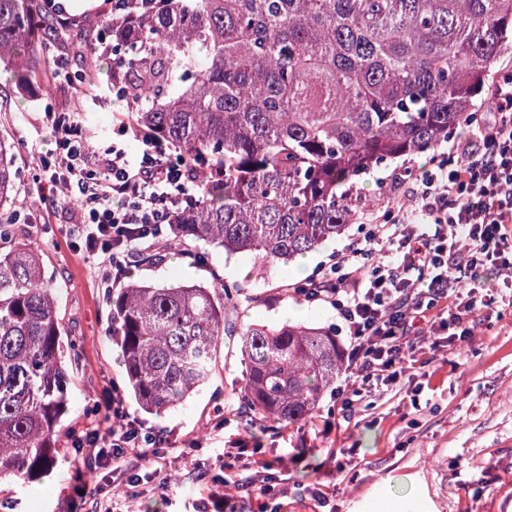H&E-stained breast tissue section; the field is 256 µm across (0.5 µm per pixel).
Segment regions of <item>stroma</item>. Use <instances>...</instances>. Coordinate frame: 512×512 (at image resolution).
Returning a JSON list of instances; mask_svg holds the SVG:
<instances>
[{
	"mask_svg": "<svg viewBox=\"0 0 512 512\" xmlns=\"http://www.w3.org/2000/svg\"><path fill=\"white\" fill-rule=\"evenodd\" d=\"M79 113L86 128L103 146L112 143V124L123 108L112 96L105 74L80 92L54 83L50 93L18 92L8 73H0V136L14 145L16 184L13 203L27 202L30 221L16 231L39 249L47 278L57 292L58 314L81 346L70 366V405L61 453H68L71 432L81 430L85 416L96 412L100 431L112 426L104 396L124 384L117 351L109 335L112 299L117 288L104 287V268L88 263L66 232L60 210L42 201L45 175L28 152L55 143L43 120L45 106ZM428 157L396 159L360 179L358 194L378 193L362 207L356 220L336 241L312 252V266L329 262L351 239L364 236L371 213L409 202L413 180L399 190L381 188L394 171L428 168ZM250 255L232 257L196 242L175 248L157 244L153 257L137 261L130 278L154 283H210L214 279L240 286L241 295L228 308L230 326L259 322L278 326L288 322L336 325L330 305L284 294L283 284L296 280L294 267L280 265L257 277ZM240 338L225 336L214 377L169 415L156 417L130 406L143 429L167 434L163 476L172 481L168 498L143 485L140 495L125 500V477L94 474L83 494L74 491L70 462L28 484H0V512H82L83 500L112 494L124 512H193L212 481L233 482L237 512H259L263 486L275 485L280 470L288 472V512H311L309 485L328 486L333 512H355L366 494L411 486L428 501L430 512H512V309L484 312L475 334L459 346L441 345L422 354L425 372L400 377L388 389L362 396L350 422L330 437L315 435L310 424L290 429L250 417L241 405H228L225 390L241 376ZM250 432L255 445L238 458L225 456L231 442Z\"/></svg>",
	"mask_w": 512,
	"mask_h": 512,
	"instance_id": "1",
	"label": "stroma"
}]
</instances>
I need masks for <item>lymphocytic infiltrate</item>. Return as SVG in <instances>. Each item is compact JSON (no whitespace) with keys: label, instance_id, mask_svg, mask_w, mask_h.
Segmentation results:
<instances>
[{"label":"lymphocytic infiltrate","instance_id":"obj_1","mask_svg":"<svg viewBox=\"0 0 512 512\" xmlns=\"http://www.w3.org/2000/svg\"><path fill=\"white\" fill-rule=\"evenodd\" d=\"M494 106L468 121L446 150L434 154L413 196L427 221L387 209L373 217L368 237L337 251L330 265L293 286L307 301L336 311L360 386L337 390L345 415L364 390H379L415 374L405 357L414 342L444 331L451 344L473 333L478 312L512 307V278L490 286L487 273L512 269V71L494 79ZM45 121L55 148L32 146L48 173L49 196L75 202L68 231L89 260L108 262L113 283L128 278L134 253L171 236L176 217L195 201L200 183L194 167L169 148L147 139L138 156L120 142L101 149L79 118L48 110ZM164 431H142L129 418L120 391L112 393V430L102 436L86 423L71 438L76 462L127 471L129 487L160 481V469L128 470L130 460L164 457Z\"/></svg>","mask_w":512,"mask_h":512}]
</instances>
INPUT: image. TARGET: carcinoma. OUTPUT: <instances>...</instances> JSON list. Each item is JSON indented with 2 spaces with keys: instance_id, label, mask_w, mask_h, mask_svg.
Wrapping results in <instances>:
<instances>
[{
  "instance_id": "1",
  "label": "carcinoma",
  "mask_w": 512,
  "mask_h": 512,
  "mask_svg": "<svg viewBox=\"0 0 512 512\" xmlns=\"http://www.w3.org/2000/svg\"><path fill=\"white\" fill-rule=\"evenodd\" d=\"M43 2L0 0V68L23 93L51 88L50 46L70 38ZM95 28L88 79L105 64L134 132L202 172L174 240L252 254L262 271L342 235L356 181L435 150L512 59V0H131L116 20L104 4ZM15 180L0 144V483L56 463L76 349L37 249L4 223ZM239 292L149 283L117 297L112 341L140 409L164 416L209 382ZM238 335V401L283 428L310 421L342 369L336 330Z\"/></svg>"
}]
</instances>
